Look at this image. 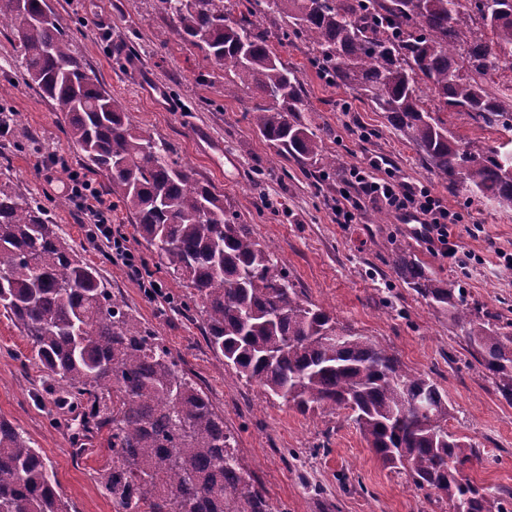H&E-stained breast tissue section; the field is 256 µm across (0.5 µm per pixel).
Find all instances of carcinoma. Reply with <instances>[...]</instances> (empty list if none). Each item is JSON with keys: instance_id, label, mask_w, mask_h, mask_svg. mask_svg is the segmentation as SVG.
<instances>
[{"instance_id": "carcinoma-1", "label": "carcinoma", "mask_w": 512, "mask_h": 512, "mask_svg": "<svg viewBox=\"0 0 512 512\" xmlns=\"http://www.w3.org/2000/svg\"><path fill=\"white\" fill-rule=\"evenodd\" d=\"M160 13L224 70L222 93L259 101L250 123L276 153L336 169L306 113L293 70L260 32L262 15L287 19L283 36L310 44L330 82L357 92L458 192L512 209V149L456 137L452 110L479 127L512 130V0H157ZM21 66L90 169L104 174L161 269L191 289L222 366L300 413H347L382 463L469 512H512L474 484L476 448L448 430V399L390 348L339 325L302 297L279 258L224 195L195 180L171 146L134 125L121 99L93 79L43 0H0ZM399 278L448 314L478 364L512 402V335L471 305L465 289L392 251ZM0 307L31 345L59 408L87 403L109 429L112 466L99 482L122 512H274L234 453L207 395L170 349L141 325L52 223L44 207L0 180ZM40 449L0 417V512H68Z\"/></svg>"}]
</instances>
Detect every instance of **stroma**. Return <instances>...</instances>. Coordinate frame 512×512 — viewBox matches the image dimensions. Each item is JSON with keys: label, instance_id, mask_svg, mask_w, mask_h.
<instances>
[{"label": "stroma", "instance_id": "35a3bbf8", "mask_svg": "<svg viewBox=\"0 0 512 512\" xmlns=\"http://www.w3.org/2000/svg\"><path fill=\"white\" fill-rule=\"evenodd\" d=\"M45 5L72 51L122 99L133 124L171 143L195 179L223 193L227 210L275 253L304 298L329 309L353 333L388 345L408 369L437 383L448 397L449 431L480 452L469 471L474 483L512 491V402L497 393L447 314L397 277L386 247L394 240L410 248L437 277L466 289L469 302L495 315L508 333L512 269L503 257L512 254V210L451 192L382 113L321 76L304 41L282 39L279 17L265 18L261 28L277 42L281 60L298 69L315 107L312 128L321 134L324 151L344 162L336 176L321 180L278 158L245 117L254 104L252 93L224 96L223 70L202 68L197 48L159 13L156 0H45ZM15 44L10 29H0V107L12 114L9 135L0 137V174L45 206L113 294L205 391L236 436L241 466L278 512H449L446 499L384 467L346 414H301L220 365L207 345L198 308L174 306L185 288L165 276L157 254L117 207L106 178L90 171L80 148L68 143L57 112L31 85ZM362 128L368 139L359 138ZM54 152L65 153L68 165L45 171L44 161ZM372 157L398 180L429 187L462 214L459 243L474 254L472 263H449L381 204L363 201L358 223H337V199L356 190L346 182L349 169ZM74 171L114 202L113 222L122 225L172 302L148 299L126 269L112 265L91 242L76 206L60 205L59 188ZM30 356L27 339L0 315V416L41 450L70 512H117L97 478L112 461L107 430L83 429L82 411L53 412L42 387L44 373Z\"/></svg>", "mask_w": 512, "mask_h": 512}]
</instances>
